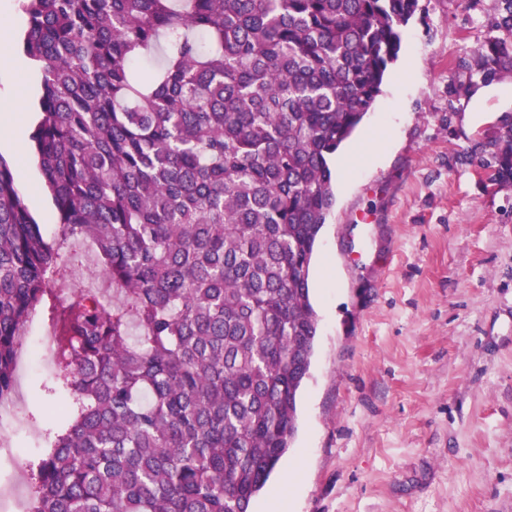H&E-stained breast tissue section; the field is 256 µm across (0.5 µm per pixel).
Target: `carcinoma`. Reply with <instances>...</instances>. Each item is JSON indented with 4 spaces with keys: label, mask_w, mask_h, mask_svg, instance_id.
<instances>
[{
    "label": "carcinoma",
    "mask_w": 512,
    "mask_h": 512,
    "mask_svg": "<svg viewBox=\"0 0 512 512\" xmlns=\"http://www.w3.org/2000/svg\"><path fill=\"white\" fill-rule=\"evenodd\" d=\"M42 74L32 135L60 214L0 156V402L63 245H94L112 304L62 310L66 424L26 464L28 512H248L296 431L317 314L309 269L330 158L372 108L419 0H22ZM477 50L512 68V0ZM512 180V126L489 143Z\"/></svg>",
    "instance_id": "cac0c4a2"
}]
</instances>
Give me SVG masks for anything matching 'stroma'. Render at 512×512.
Listing matches in <instances>:
<instances>
[{
  "label": "stroma",
  "instance_id": "1",
  "mask_svg": "<svg viewBox=\"0 0 512 512\" xmlns=\"http://www.w3.org/2000/svg\"><path fill=\"white\" fill-rule=\"evenodd\" d=\"M497 0H420L397 60L332 157L335 205L310 293L316 350L298 429L250 512H512V182L490 180L487 144L512 121V72L469 65ZM471 80L478 98L451 79ZM17 190L47 241L59 213L31 153ZM57 284L111 291L89 242ZM54 357L18 365L0 420V512L30 487L20 461L63 409Z\"/></svg>",
  "mask_w": 512,
  "mask_h": 512
}]
</instances>
